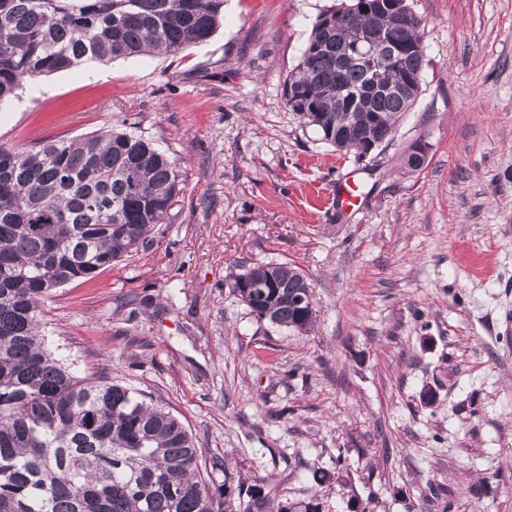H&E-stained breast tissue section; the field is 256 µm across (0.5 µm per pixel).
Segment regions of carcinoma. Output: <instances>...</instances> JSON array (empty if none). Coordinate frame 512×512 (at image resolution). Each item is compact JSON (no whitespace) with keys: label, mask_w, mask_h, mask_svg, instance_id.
<instances>
[{"label":"carcinoma","mask_w":512,"mask_h":512,"mask_svg":"<svg viewBox=\"0 0 512 512\" xmlns=\"http://www.w3.org/2000/svg\"><path fill=\"white\" fill-rule=\"evenodd\" d=\"M400 11L410 13L402 24ZM223 16L224 0H0V105L28 78L177 54L207 41ZM360 35L404 51L354 60ZM425 50L408 0L323 13L288 75L286 104L320 140L363 158L394 139L415 104ZM178 192L177 160L126 129L0 145V512H320L317 496L278 501L219 460L222 483L205 479L182 421L119 382L78 376L46 342L45 301L144 244ZM243 277L255 288L237 287ZM228 287L259 322L314 329L311 283L295 264L244 266Z\"/></svg>","instance_id":"cac0c4a2"}]
</instances>
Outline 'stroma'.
Segmentation results:
<instances>
[{
  "label": "stroma",
  "mask_w": 512,
  "mask_h": 512,
  "mask_svg": "<svg viewBox=\"0 0 512 512\" xmlns=\"http://www.w3.org/2000/svg\"><path fill=\"white\" fill-rule=\"evenodd\" d=\"M340 2L224 0L184 52L22 83L0 144L126 121L179 160L167 223L57 289L43 327L80 375L180 418L222 460L215 481L263 478L321 512H512V0H409L421 92L374 161L321 141L284 99ZM417 141L428 156L412 171ZM350 176L361 196L345 212ZM272 260L308 274L312 332L257 322L229 292L239 263Z\"/></svg>",
  "instance_id": "35a3bbf8"
}]
</instances>
